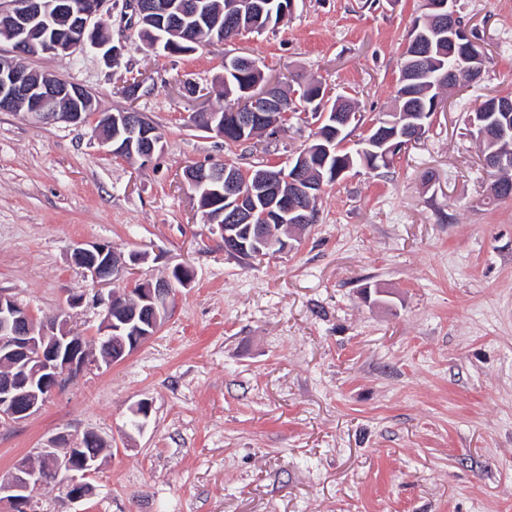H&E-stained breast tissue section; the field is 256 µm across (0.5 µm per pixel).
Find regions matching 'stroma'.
Returning a JSON list of instances; mask_svg holds the SVG:
<instances>
[{
    "instance_id": "obj_1",
    "label": "stroma",
    "mask_w": 512,
    "mask_h": 512,
    "mask_svg": "<svg viewBox=\"0 0 512 512\" xmlns=\"http://www.w3.org/2000/svg\"><path fill=\"white\" fill-rule=\"evenodd\" d=\"M420 0H295L264 33L192 53L151 50L121 0L89 47L24 58L80 85L97 112L129 103L164 135L148 164L113 156L93 124L33 128L0 112V294L37 321L69 313L86 341L132 280L93 285L76 244L143 257L138 280L190 265L157 333L112 365L92 363L41 409L0 422V479L58 432L108 448L95 489L34 493L36 512H512V199L497 200L466 130V104L512 93V0H458L486 52L481 82L456 91L390 172L327 188L316 224L282 253L225 252L184 172L192 165L287 166L315 131L294 114L245 146L197 128L218 107L224 63L260 58L271 77L317 79L390 111ZM371 292H364V285ZM151 403L142 430L130 409Z\"/></svg>"
}]
</instances>
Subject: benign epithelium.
I'll return each mask as SVG.
<instances>
[{
  "instance_id": "1",
  "label": "benign epithelium",
  "mask_w": 512,
  "mask_h": 512,
  "mask_svg": "<svg viewBox=\"0 0 512 512\" xmlns=\"http://www.w3.org/2000/svg\"><path fill=\"white\" fill-rule=\"evenodd\" d=\"M131 19L165 13V0H125ZM431 10L448 9V40L461 49L458 68L479 75L475 62L480 46L465 26L456 23V0L434 2ZM112 17V0H0V28L9 32L13 52L38 56L69 55L90 45L113 59L118 50L97 37L104 20ZM252 93L254 109L266 113L273 129L288 122L289 110L274 90ZM90 93L83 87L56 77L30 70L12 58L0 54V112H13L26 105L29 123L34 128L66 122L82 124L93 121L96 131L111 147L112 155L141 159L147 164L160 143L156 126L134 107L92 116ZM204 130L224 136V116L203 113ZM312 166L310 154L299 153L288 162V170L270 165L259 175L266 193L277 203L282 219L305 228L311 221L308 201L321 195L324 185L308 181ZM254 171L228 164L186 170L185 177L194 191L210 183L224 189L226 198L234 199V211L228 224L218 225L224 239V251L250 256L254 252H283L288 241L266 231L254 222L245 186ZM74 260L96 284H107L131 270L140 257L113 250L104 244L78 247ZM179 279L167 277L155 283L140 281L133 286L138 298L134 305L120 296L107 304L100 334L103 345L112 350L108 362L116 363L139 348L157 331L168 314L175 290L187 288L194 279L191 267L175 268ZM33 310L16 300L0 295V421L22 422L39 411L46 399L63 383L77 375L91 359L83 337L68 327V319L59 315L36 327ZM94 436L71 439L58 433L35 450L38 464L24 463L7 478L0 480V512H34L35 490L64 475L67 496L77 502L93 495L89 478L99 469V457L79 454Z\"/></svg>"
}]
</instances>
